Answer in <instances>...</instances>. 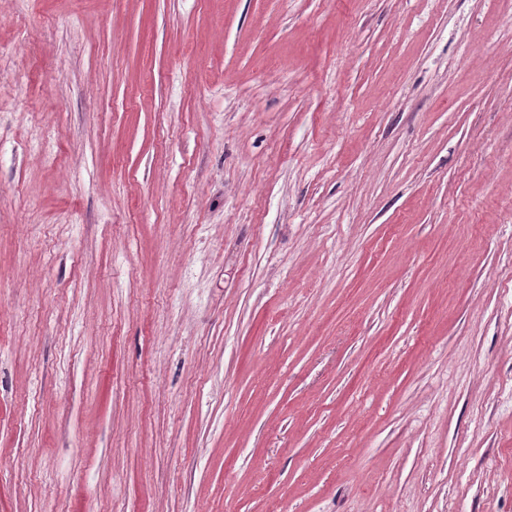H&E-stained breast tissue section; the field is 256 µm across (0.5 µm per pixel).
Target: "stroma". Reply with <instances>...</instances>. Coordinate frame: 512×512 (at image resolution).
<instances>
[{"mask_svg":"<svg viewBox=\"0 0 512 512\" xmlns=\"http://www.w3.org/2000/svg\"><path fill=\"white\" fill-rule=\"evenodd\" d=\"M0 512H512V0H0Z\"/></svg>","mask_w":512,"mask_h":512,"instance_id":"stroma-1","label":"stroma"}]
</instances>
